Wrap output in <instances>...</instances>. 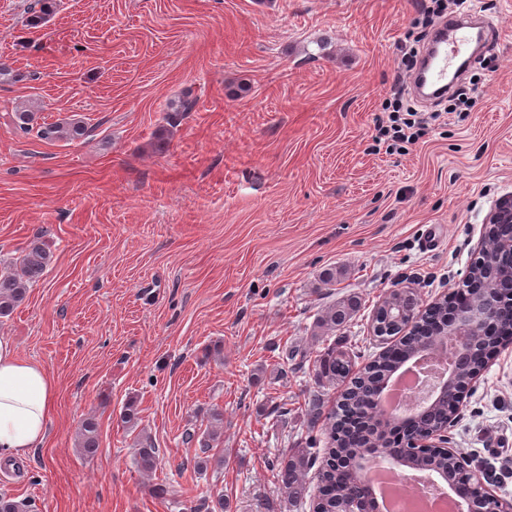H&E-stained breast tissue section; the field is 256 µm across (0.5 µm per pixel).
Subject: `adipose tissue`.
<instances>
[{"instance_id": "ef3b65f1", "label": "adipose tissue", "mask_w": 512, "mask_h": 512, "mask_svg": "<svg viewBox=\"0 0 512 512\" xmlns=\"http://www.w3.org/2000/svg\"><path fill=\"white\" fill-rule=\"evenodd\" d=\"M55 386L38 365L21 359L0 336V459L43 445L54 406Z\"/></svg>"}]
</instances>
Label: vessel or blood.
<instances>
[{
  "label": "vessel or blood",
  "mask_w": 512,
  "mask_h": 512,
  "mask_svg": "<svg viewBox=\"0 0 512 512\" xmlns=\"http://www.w3.org/2000/svg\"><path fill=\"white\" fill-rule=\"evenodd\" d=\"M488 29V22L473 11L450 17L434 32L421 65L409 77L411 92L426 102L446 94L448 74L455 69L463 48L486 47Z\"/></svg>",
  "instance_id": "1"
}]
</instances>
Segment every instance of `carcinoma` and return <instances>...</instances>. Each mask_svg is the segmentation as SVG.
Here are the masks:
<instances>
[{
    "instance_id": "carcinoma-1",
    "label": "carcinoma",
    "mask_w": 512,
    "mask_h": 512,
    "mask_svg": "<svg viewBox=\"0 0 512 512\" xmlns=\"http://www.w3.org/2000/svg\"><path fill=\"white\" fill-rule=\"evenodd\" d=\"M55 0H29L27 4V24L38 27L54 11ZM35 115L20 110L13 113L15 130L28 133L33 128ZM87 129L78 122L66 121L58 125L41 128L43 139L65 137L74 140L85 136ZM499 229L487 230L484 253L473 260L470 273L474 280H483L485 264L498 261L504 273L498 282L499 296L482 293L492 311L493 329L486 336L479 337L480 350L465 361L459 370V383L470 384L474 375L486 366L489 356L500 347L512 342V287L509 286V262L498 258L497 244ZM50 263V253L44 243L36 238L26 248L19 266L13 269H0V317L9 316L27 297L28 288L39 281ZM418 306L413 291H393L375 307L373 320L392 326L380 338L387 342L378 355L367 362L358 373H353L357 351L341 346L327 348L319 360V374L329 384L342 386L337 409L323 413L324 391L315 390L310 395L309 416L311 424L321 426L328 435L326 446L317 447L311 438L294 448H286L271 462V471L284 502L288 507L300 508L310 503L312 512H341L350 505L360 506L367 496L365 485L358 475L336 460H352L367 448H381L391 458L402 456L406 449L398 437V423L395 416L387 413L377 402L381 383L391 375L403 359L412 355L424 341L431 340L433 325L448 315V301L443 299L425 308L426 320L420 324L427 327V335L412 336L407 327L409 313ZM361 301L356 296H348L328 306L317 321V327L324 332H335L345 326L359 312ZM453 413L448 411V402L442 401L427 412L419 415L412 425L413 432L429 433L448 426ZM209 429L201 437L187 433L185 441H198L200 447L208 450L220 444V429L224 425V413L213 408L207 412ZM78 446L83 454L92 456L99 448L97 417L84 418L78 432ZM138 468L150 473L160 464V450L148 439L139 443L135 452ZM445 473L449 477L457 475L460 459L455 454L427 451L420 453L416 470L427 471L428 466ZM316 469L318 494L310 492L307 474Z\"/></svg>"
}]
</instances>
